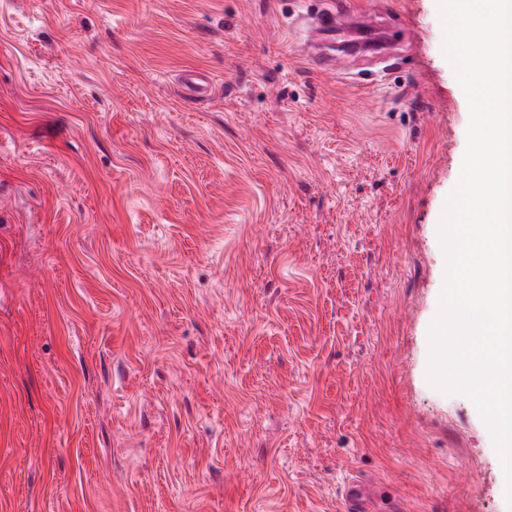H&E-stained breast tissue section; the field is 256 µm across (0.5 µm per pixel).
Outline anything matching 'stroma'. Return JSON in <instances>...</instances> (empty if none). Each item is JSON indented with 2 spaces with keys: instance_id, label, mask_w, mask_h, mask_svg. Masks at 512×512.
I'll list each match as a JSON object with an SVG mask.
<instances>
[{
  "instance_id": "obj_1",
  "label": "stroma",
  "mask_w": 512,
  "mask_h": 512,
  "mask_svg": "<svg viewBox=\"0 0 512 512\" xmlns=\"http://www.w3.org/2000/svg\"><path fill=\"white\" fill-rule=\"evenodd\" d=\"M390 5L340 78L312 0H0V512H512L426 379L468 102Z\"/></svg>"
}]
</instances>
